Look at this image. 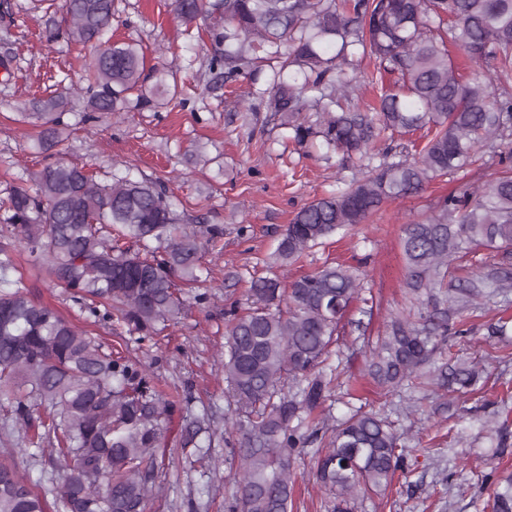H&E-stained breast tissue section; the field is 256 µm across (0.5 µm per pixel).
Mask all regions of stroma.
<instances>
[{
  "label": "stroma",
  "mask_w": 512,
  "mask_h": 512,
  "mask_svg": "<svg viewBox=\"0 0 512 512\" xmlns=\"http://www.w3.org/2000/svg\"><path fill=\"white\" fill-rule=\"evenodd\" d=\"M30 0H0V190L20 184L50 159L33 147L38 129L17 114L29 99L62 95L63 132L71 159L102 175L113 165L128 164L145 176L163 180L180 210L189 217L186 230L216 225L224 230L222 248L209 251L204 263L208 281L181 283L190 305L179 322L150 341L113 335L108 322L94 320L54 287L45 266L17 248L18 269L41 302L139 361L164 397L176 400L177 415L208 414L214 431L211 450L215 474L189 462L176 447L166 450L160 481L163 494L147 512H227L237 491V464L227 462L224 426L231 412L225 398L224 309L249 305L252 271L274 265L278 238L304 204L334 192L360 177L356 162L302 147L288 129L265 113L243 116L208 61L214 47L208 37L189 39L173 0H118L115 39L140 41L148 65L170 68L191 102L184 110L153 104L125 112L95 113L85 119L86 67L91 46L46 41L42 18L29 10ZM497 142L479 150L480 160L433 181L420 193L385 204L366 223L334 236L285 267L296 279L324 265L343 264L365 276L373 309H351L339 335L335 359L338 384L325 404V428L351 409L387 411L404 434V470L385 494L357 498L353 512H491L488 488L504 471H512V454L497 453L496 428L512 436V333L492 336L488 324L501 310L512 312V291L485 289L478 308L462 313L467 335L439 337L441 350L480 363L485 374L476 393L458 406H445L440 395L403 388L384 393L365 376L371 344L390 318L412 312L404 288L400 246L406 222L430 214L444 197L467 185L483 183L499 170ZM210 299L194 304L198 293ZM312 448L295 463L301 488L293 512H332L330 495L312 477Z\"/></svg>",
  "instance_id": "1"
}]
</instances>
